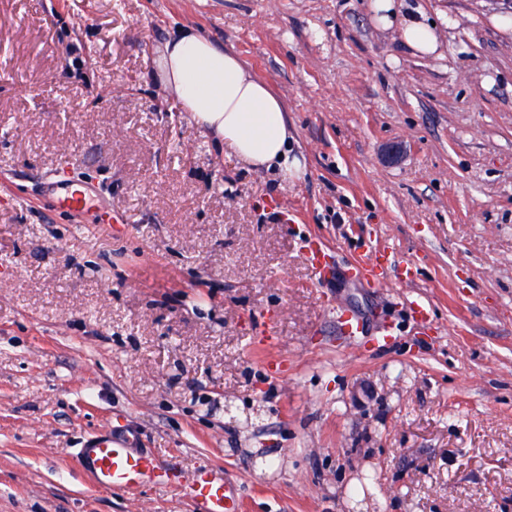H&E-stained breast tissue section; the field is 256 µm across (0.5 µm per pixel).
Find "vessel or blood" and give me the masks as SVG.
Listing matches in <instances>:
<instances>
[{
  "mask_svg": "<svg viewBox=\"0 0 512 512\" xmlns=\"http://www.w3.org/2000/svg\"><path fill=\"white\" fill-rule=\"evenodd\" d=\"M52 191V206L71 215L82 213L96 200L93 186L86 181L61 180L53 183ZM381 258V253L375 252L362 259L356 268L357 275L383 281ZM76 455L93 485L99 488L130 493L145 485L169 486L180 482L178 473L161 466L154 457L128 448L123 439L110 432L86 442ZM188 489L198 512H239L240 503L231 485L210 470H199Z\"/></svg>",
  "mask_w": 512,
  "mask_h": 512,
  "instance_id": "obj_1",
  "label": "vessel or blood"
}]
</instances>
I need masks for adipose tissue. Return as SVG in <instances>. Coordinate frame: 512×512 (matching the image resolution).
Listing matches in <instances>:
<instances>
[{
	"label": "adipose tissue",
	"instance_id": "obj_1",
	"mask_svg": "<svg viewBox=\"0 0 512 512\" xmlns=\"http://www.w3.org/2000/svg\"><path fill=\"white\" fill-rule=\"evenodd\" d=\"M382 28H398L414 51H438L441 33L406 0H372ZM151 77L174 96L206 135L244 163L284 179L302 176L288 142V116L281 98L249 73L241 59L192 25L170 26L151 62Z\"/></svg>",
	"mask_w": 512,
	"mask_h": 512
}]
</instances>
